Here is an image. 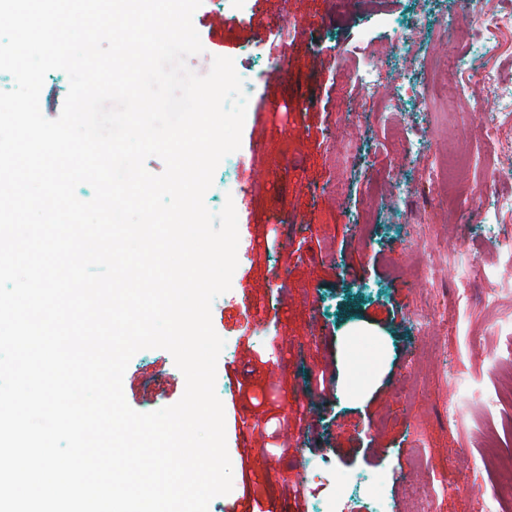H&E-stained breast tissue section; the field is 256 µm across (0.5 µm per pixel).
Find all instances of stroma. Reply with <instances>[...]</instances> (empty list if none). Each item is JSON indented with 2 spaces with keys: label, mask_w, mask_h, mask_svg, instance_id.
Instances as JSON below:
<instances>
[{
  "label": "stroma",
  "mask_w": 512,
  "mask_h": 512,
  "mask_svg": "<svg viewBox=\"0 0 512 512\" xmlns=\"http://www.w3.org/2000/svg\"><path fill=\"white\" fill-rule=\"evenodd\" d=\"M480 0H203L204 47L252 77L243 166H217L204 202L233 200L240 248L231 288L212 305L225 341L215 391L224 407L232 490L208 512L254 495L279 512H484L498 476L489 441L512 449V164L479 106L500 110L473 77L512 88V34L482 54ZM398 58L417 86L396 111L395 75L363 92L348 66ZM468 158L438 200L428 171ZM262 180L247 184L249 170ZM262 322H255L256 313ZM144 349L123 391L147 413L150 379L175 370ZM334 378L319 384L321 374ZM303 493H296V486Z\"/></svg>",
  "instance_id": "1"
}]
</instances>
